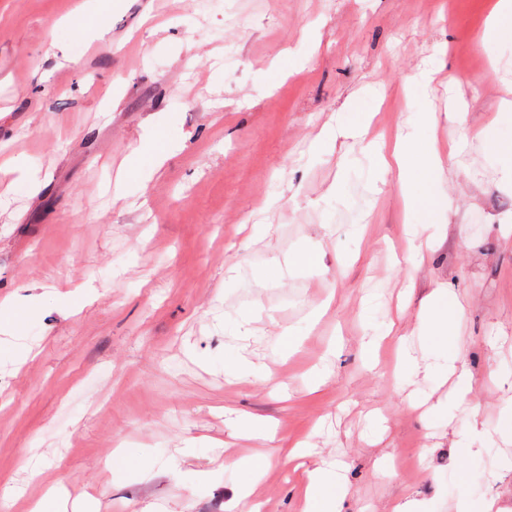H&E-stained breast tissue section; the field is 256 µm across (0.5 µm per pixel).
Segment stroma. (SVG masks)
<instances>
[{
	"label": "stroma",
	"instance_id": "35a3bbf8",
	"mask_svg": "<svg viewBox=\"0 0 512 512\" xmlns=\"http://www.w3.org/2000/svg\"><path fill=\"white\" fill-rule=\"evenodd\" d=\"M494 2L99 0L95 37L65 23L83 0H0V301L32 307L23 333L0 328L9 512H224L241 416L309 440L307 468L339 464L343 512H512V29L485 38ZM380 138L443 158L416 253L420 209L397 171L377 179ZM298 250L315 270L269 278ZM257 303L262 340L225 328ZM437 307L469 392L435 386L430 359L393 375ZM389 319L369 368L364 336ZM291 328L305 341L288 357L268 339ZM243 350L293 398L227 378ZM327 351L331 377L305 393ZM418 390L453 419L412 407ZM475 431L495 447H463ZM256 497L303 510L278 464Z\"/></svg>",
	"mask_w": 512,
	"mask_h": 512
}]
</instances>
